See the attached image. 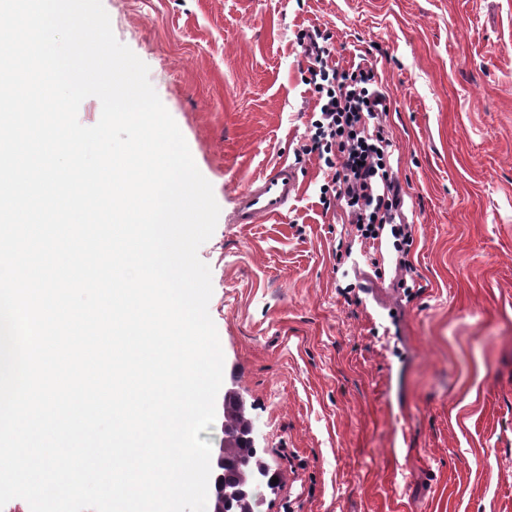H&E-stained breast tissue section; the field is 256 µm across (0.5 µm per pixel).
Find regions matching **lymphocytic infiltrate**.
Wrapping results in <instances>:
<instances>
[{"instance_id": "1", "label": "lymphocytic infiltrate", "mask_w": 512, "mask_h": 512, "mask_svg": "<svg viewBox=\"0 0 512 512\" xmlns=\"http://www.w3.org/2000/svg\"><path fill=\"white\" fill-rule=\"evenodd\" d=\"M324 41L316 28L300 41L318 95L312 148L333 173L322 193L341 202L360 237L375 240L387 228L395 250L405 252L410 234L400 218L403 195L388 163L392 141L380 123L389 96L372 69L338 68Z\"/></svg>"}]
</instances>
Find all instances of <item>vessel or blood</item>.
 Wrapping results in <instances>:
<instances>
[{"mask_svg": "<svg viewBox=\"0 0 512 512\" xmlns=\"http://www.w3.org/2000/svg\"><path fill=\"white\" fill-rule=\"evenodd\" d=\"M298 190V175L294 167L285 162L249 179L238 197V223L256 224L282 217Z\"/></svg>", "mask_w": 512, "mask_h": 512, "instance_id": "b4317fda", "label": "vessel or blood"}]
</instances>
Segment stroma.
Masks as SVG:
<instances>
[{"instance_id":"stroma-1","label":"stroma","mask_w":512,"mask_h":512,"mask_svg":"<svg viewBox=\"0 0 512 512\" xmlns=\"http://www.w3.org/2000/svg\"><path fill=\"white\" fill-rule=\"evenodd\" d=\"M211 183L209 314L275 489L263 512H512V0H102ZM373 66L413 226L357 238L305 147L299 38ZM299 192L235 224L279 161ZM378 256L383 277L368 265Z\"/></svg>"}]
</instances>
